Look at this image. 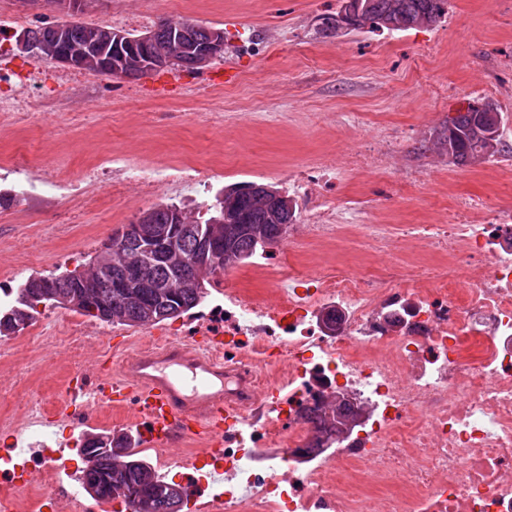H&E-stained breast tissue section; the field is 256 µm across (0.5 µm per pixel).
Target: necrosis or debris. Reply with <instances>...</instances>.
<instances>
[{"instance_id":"obj_1","label":"necrosis or debris","mask_w":512,"mask_h":512,"mask_svg":"<svg viewBox=\"0 0 512 512\" xmlns=\"http://www.w3.org/2000/svg\"><path fill=\"white\" fill-rule=\"evenodd\" d=\"M64 91L44 89L39 65L14 71L0 57V122L66 112L87 80L64 73ZM23 197L95 208L100 190L134 184L145 195L199 182L195 164L149 167L101 154L79 177L41 159L0 156V182ZM457 202L446 223L348 224L335 196L311 198L290 240L306 259L258 254L256 291L225 285L224 302L190 320L186 335H224L225 367L251 368L278 400L248 403L224 446V490L197 512H512V215L477 221ZM358 238V266L319 246ZM89 327L31 325L14 354L66 345L81 351ZM16 386H0V512H92L77 469L41 431L38 408L13 407ZM335 405L346 419L309 451L310 407ZM30 450L15 461L18 443Z\"/></svg>"}]
</instances>
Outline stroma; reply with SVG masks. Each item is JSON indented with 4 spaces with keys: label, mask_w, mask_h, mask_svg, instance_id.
Segmentation results:
<instances>
[{
    "label": "stroma",
    "mask_w": 512,
    "mask_h": 512,
    "mask_svg": "<svg viewBox=\"0 0 512 512\" xmlns=\"http://www.w3.org/2000/svg\"><path fill=\"white\" fill-rule=\"evenodd\" d=\"M338 9V0H200L190 11L177 0H86L83 19L130 33L180 17L223 28L224 58L116 83L98 76L99 86L116 85V97L73 94L66 119L41 116L6 130L0 153L44 157L73 176L106 151L150 166L190 161L209 191L187 185L146 197L131 186L76 223L58 224L63 202L30 190L0 207V294L15 295L28 277L85 264L144 211L166 203L201 208L234 183L275 187L305 221L308 200L290 179L326 153L341 175L336 202L361 224L442 221L456 198L512 211L511 165L496 157L459 167L432 148L435 130L469 101L498 105L512 146V0H448L431 27L322 33L320 18ZM168 108L182 120H159ZM212 109L224 113L223 132L201 122ZM387 135L394 146L381 171L348 168L351 156ZM216 154L223 168L210 166ZM20 247L34 253L32 263L17 264ZM37 363L39 373L27 376L5 357L0 374L22 382L26 400H54L69 381L70 351L58 347Z\"/></svg>",
    "instance_id": "35a3bbf8"
}]
</instances>
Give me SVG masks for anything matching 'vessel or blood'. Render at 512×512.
<instances>
[{"mask_svg":"<svg viewBox=\"0 0 512 512\" xmlns=\"http://www.w3.org/2000/svg\"><path fill=\"white\" fill-rule=\"evenodd\" d=\"M211 336L174 338L161 346L126 352L108 363V397L115 407L137 405L139 446L176 449L191 435L208 443L211 482L224 480V429L234 422L228 400L253 397L252 375L228 370L211 353Z\"/></svg>","mask_w":512,"mask_h":512,"instance_id":"b4317fda","label":"vessel or blood"}]
</instances>
